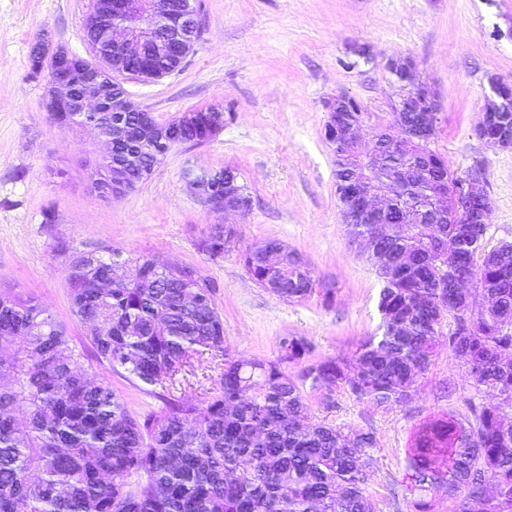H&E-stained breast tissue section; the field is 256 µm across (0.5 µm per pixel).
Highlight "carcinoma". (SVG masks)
<instances>
[{
  "label": "carcinoma",
  "mask_w": 512,
  "mask_h": 512,
  "mask_svg": "<svg viewBox=\"0 0 512 512\" xmlns=\"http://www.w3.org/2000/svg\"><path fill=\"white\" fill-rule=\"evenodd\" d=\"M86 40L96 56L112 46ZM193 42L130 74L160 78L176 71ZM126 140H113L91 178L112 175V152L139 153L133 191L166 154L211 140L205 109L168 120L171 139L158 141L125 119ZM413 150L387 143L377 181L393 192L386 223L348 224V242L377 236L387 278L379 295L381 333L354 359L311 363L294 378L313 344L284 336L277 360L236 359L224 347L215 285L191 278L190 266H160L149 256L104 258L95 249L65 258L71 312L91 331L96 358L147 385L174 380L194 354L224 357L217 393L206 403L187 397L139 423L107 379L74 353L66 330L36 300L0 296V512H375L366 493L371 430L314 422L304 394L348 387L360 401L388 409L408 401L435 353L442 326L448 349L463 361L471 387L490 393L470 402L472 418L421 427L402 481L409 512H432L428 495L461 503L460 512H512V242L490 248L486 231L428 211H405L410 198L434 203L448 188V212L462 178L448 161L414 140ZM236 229L213 224L200 241L212 259ZM262 287L302 301L316 287L301 257L269 239L242 254ZM469 279L486 303L475 306Z\"/></svg>",
  "instance_id": "carcinoma-1"
}]
</instances>
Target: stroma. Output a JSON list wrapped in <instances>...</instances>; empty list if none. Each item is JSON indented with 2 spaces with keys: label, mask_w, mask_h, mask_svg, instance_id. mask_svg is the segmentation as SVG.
<instances>
[{
  "label": "stroma",
  "mask_w": 512,
  "mask_h": 512,
  "mask_svg": "<svg viewBox=\"0 0 512 512\" xmlns=\"http://www.w3.org/2000/svg\"><path fill=\"white\" fill-rule=\"evenodd\" d=\"M202 32L181 67L148 81L124 80L132 101L164 122L219 107L222 128L208 142L171 150L137 188L119 197L92 192L89 173L102 145L88 129H61L43 108L49 73L32 74L38 38L83 57L93 0H0V294L35 298L64 325L75 352L90 355L89 331L71 313L64 251L103 247L193 267L216 285L224 344L245 359L273 360L279 341L309 339L311 361L352 359L377 335L383 283L349 247L336 163L324 135L328 105L356 100L366 127L394 122L404 89L391 58L409 56L440 102L430 142L452 170L481 164L491 203L487 246L512 241V150L474 134L491 94L490 78L512 84V0H197ZM368 47V57L356 55ZM236 168L249 202L214 213L190 189V170ZM53 223H45V213ZM238 231L222 258L199 251L209 225ZM267 239L306 261L316 281L300 302L279 300L247 273L241 254ZM136 419L167 400L214 395L224 360L194 355L165 386H149L97 364ZM314 420L371 430L373 475L367 493L378 512H407L401 480L423 424L464 418L475 393L460 360L440 342L409 401L389 410L308 391ZM333 406H326V399Z\"/></svg>",
  "instance_id": "1"
}]
</instances>
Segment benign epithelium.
Masks as SVG:
<instances>
[{"label":"benign epithelium","instance_id":"benign-epithelium-1","mask_svg":"<svg viewBox=\"0 0 512 512\" xmlns=\"http://www.w3.org/2000/svg\"><path fill=\"white\" fill-rule=\"evenodd\" d=\"M100 38L112 42L116 55L134 58L142 55L145 48L161 55L167 50L169 38L176 32L199 31L200 19L196 0H97L93 17ZM56 79L50 82L45 110L58 124H71V116L79 112H98L107 117L115 112H140L149 121L146 131L160 135L161 128L153 123L149 110L130 100L120 81L111 77L118 69L111 65H96L85 58H78L60 48L49 60ZM392 73L408 74L409 89L395 107L397 123L402 129L413 125L417 135L427 138L438 122V101L433 92L420 81L417 65L410 57L389 63ZM348 99L336 98L329 105L328 126L339 151L358 147L357 136L363 124L362 118L350 119L345 115ZM505 107L491 104L485 107L482 121L475 128L478 139L493 147L512 148V124L499 127L494 137L486 134L487 127L496 118V113ZM411 117L412 123L406 122ZM130 161L118 160L112 164V194L125 192L128 184ZM482 177V168L473 166L463 176V190L457 195L453 221L458 224H488L490 205L485 194L478 191L477 183ZM212 172L202 170L186 173L187 185L198 191L212 212H225L241 207V188L236 180H224L223 192L217 193L211 184ZM377 181L369 166L360 164L356 173L343 181L340 191L342 215L346 224H382L388 207L377 200Z\"/></svg>","mask_w":512,"mask_h":512}]
</instances>
